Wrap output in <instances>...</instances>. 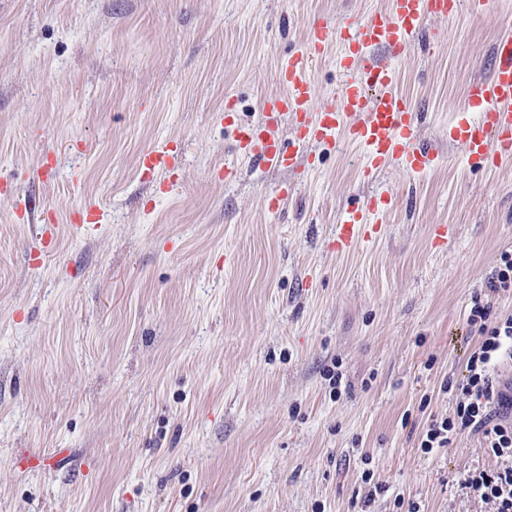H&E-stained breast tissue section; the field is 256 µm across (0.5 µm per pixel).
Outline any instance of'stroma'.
Segmentation results:
<instances>
[{
    "instance_id": "stroma-1",
    "label": "stroma",
    "mask_w": 512,
    "mask_h": 512,
    "mask_svg": "<svg viewBox=\"0 0 512 512\" xmlns=\"http://www.w3.org/2000/svg\"><path fill=\"white\" fill-rule=\"evenodd\" d=\"M387 5L0 0V512H396L398 496L493 512L463 484L498 466L481 433L419 443L455 410L473 298L512 313L488 288L512 248V161L475 167L448 140L512 35V0L429 18L395 63L440 157L428 172L366 181L346 142L269 172L224 123L226 102L248 123L283 92L281 58L313 18ZM344 53L311 68L317 100L339 101ZM162 142L181 153L173 194L137 167ZM281 183L288 201L269 210ZM27 195L61 226L38 268L37 225L13 219ZM381 197L377 237L330 250L341 214ZM84 203L104 220L70 225Z\"/></svg>"
}]
</instances>
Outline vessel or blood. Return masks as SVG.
<instances>
[{"label": "vessel or blood", "mask_w": 512, "mask_h": 512, "mask_svg": "<svg viewBox=\"0 0 512 512\" xmlns=\"http://www.w3.org/2000/svg\"><path fill=\"white\" fill-rule=\"evenodd\" d=\"M458 10L459 0H390L388 9L356 24L336 26L314 20L304 50L280 63L283 92L264 101L262 119L235 124L236 153L263 170L291 171L297 166L300 147L316 144L332 149L344 140L360 149L361 172L368 180L392 165L418 173L435 168L439 156L418 140L413 105L395 89L396 70L368 57L367 51L382 48L399 56L411 45L426 17H450ZM332 42L347 46L346 62L358 71L345 81L339 105L318 106L310 68ZM469 97L480 114L475 119L465 113L458 115L448 126L449 142L460 145L466 156L479 164L511 159V36L497 42L490 76L474 80ZM286 123L297 130L293 150L281 141V127ZM139 166L142 171L163 175L167 191H174L180 183L176 156L169 145L145 149ZM378 231V225L367 223L363 210L346 211L333 247L339 253L350 252Z\"/></svg>", "instance_id": "obj_1"}]
</instances>
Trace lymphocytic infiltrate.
Listing matches in <instances>:
<instances>
[{
    "label": "lymphocytic infiltrate",
    "instance_id": "f902f5d3",
    "mask_svg": "<svg viewBox=\"0 0 512 512\" xmlns=\"http://www.w3.org/2000/svg\"><path fill=\"white\" fill-rule=\"evenodd\" d=\"M467 323L479 336L470 354L463 379L457 384L458 401L453 415L432 420L420 446L429 453L447 447L461 432H480L489 454L504 460L502 469L479 471L468 476L465 484L495 512H512V396L505 394L499 380V368L512 359V314L492 318L491 308L474 299Z\"/></svg>",
    "mask_w": 512,
    "mask_h": 512
}]
</instances>
